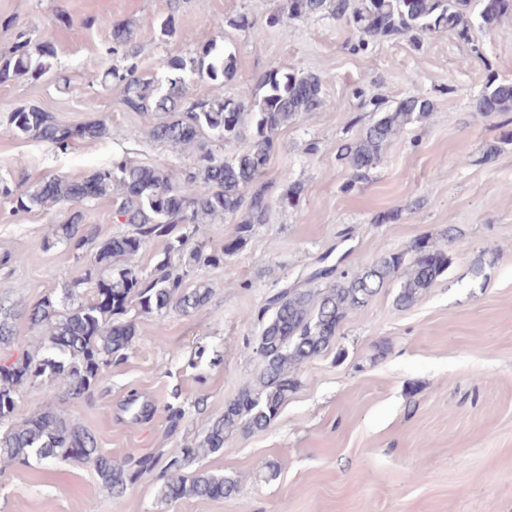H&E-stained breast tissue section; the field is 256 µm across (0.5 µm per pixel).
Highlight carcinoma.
<instances>
[{
	"instance_id": "cac0c4a2",
	"label": "carcinoma",
	"mask_w": 512,
	"mask_h": 512,
	"mask_svg": "<svg viewBox=\"0 0 512 512\" xmlns=\"http://www.w3.org/2000/svg\"><path fill=\"white\" fill-rule=\"evenodd\" d=\"M472 0H289L288 18L304 19L327 14L352 28L357 49L372 42L401 35L421 36L452 32L469 39L468 20ZM481 26L493 29L512 15V0H481ZM112 42L134 57L138 50L135 32L129 25L112 27ZM54 45L44 41L35 46L26 34L7 55L0 56V84L30 75L40 78L51 71ZM156 67L165 73L166 87L156 85V76L143 77L135 64L125 70L109 68L102 84L119 86L120 103L127 112L155 114L147 130L156 143L193 150V163L174 171L137 164L126 158L112 161L80 179L63 175L46 177L25 190L0 183V194L11 199L15 210H50L70 203L76 206L45 241L48 249L65 243L75 250L93 246V260L84 274L64 289V300L47 295L17 310L0 302V344L14 340L15 322L24 319L44 336L42 355L26 354L11 364H0V422L14 413L24 385L36 387L46 379L60 381L63 396L88 398L100 372L123 357L135 336V325L124 319L130 311L188 314L204 306L212 289L201 282L187 285L186 277L197 267L224 263L227 249L185 251L190 236L208 218H230L237 223L232 247L244 245L254 225L266 220L271 185L260 179L276 146L279 130L322 104V81L316 75L293 70L267 71L257 89L241 97H194L190 78L216 81L234 74V59L218 55L207 44L196 58L159 59ZM377 118L360 135L341 144L339 159L352 170L346 189L369 179L382 161L393 139L434 111L433 100L423 92L409 95L394 106L371 98ZM485 117L512 112V83H490L477 102ZM18 135L44 142L66 152L78 139L97 141L109 135L103 120L81 125L64 124L50 112L23 105L7 116ZM251 126L249 140L232 155L224 147L237 142L242 129ZM107 198L112 219L129 224L134 231L101 242L85 223L77 206ZM166 242L165 257L156 274L143 276L132 258L153 239ZM180 257L179 265L171 256ZM451 263L448 251L427 239L354 270L337 271L332 266L313 270L307 281L336 276L324 289L285 288L270 298L271 314L264 323L257 352L264 372L256 383L229 400L224 415L213 421L199 441L174 451L175 469L188 467L208 453L224 449L229 434L236 430L260 433L267 429L292 391L293 374L303 363L321 355L336 340L348 315L363 308L392 281H398L395 306L407 309L432 286ZM0 459L21 465L37 462L80 460L90 464L102 484L123 491L154 468V459L142 456L122 464L104 455L95 435L53 410L33 414L0 428ZM239 492L238 481L198 471L191 476L173 474L161 488L162 498L225 499Z\"/></svg>"
}]
</instances>
